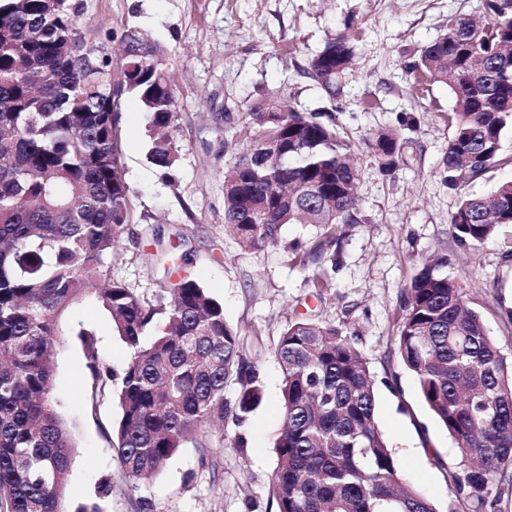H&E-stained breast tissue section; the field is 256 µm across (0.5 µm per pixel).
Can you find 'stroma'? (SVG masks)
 <instances>
[{
  "label": "stroma",
  "instance_id": "1",
  "mask_svg": "<svg viewBox=\"0 0 512 512\" xmlns=\"http://www.w3.org/2000/svg\"><path fill=\"white\" fill-rule=\"evenodd\" d=\"M78 33L99 55L120 60L122 38L138 30L166 52L177 101L173 137L178 158L161 169L149 159L148 118L122 96L114 114L129 222L104 257L112 278L142 301L158 304L183 278L197 280L238 328L264 392L243 423L199 436L178 450L153 479L129 488L120 475L113 428L115 397L88 405L93 383L80 334L94 333L98 359L120 388L128 361L109 315L86 301L67 315L65 344L53 381L75 448L64 512L97 505L101 512H276L270 480L282 428L281 371L275 354L284 327L305 319L335 326L367 361L375 381L376 422L402 462V475L445 512L454 497L447 474L459 459L455 441L424 402L401 364L397 322L412 279L432 259L457 281L490 336L512 361V224L482 245L459 243L448 219L461 195H487L512 179V131L501 162L454 188L443 158L452 134L446 86H415L410 67L451 20L486 17V0H69ZM345 35L354 64L328 97L308 75L326 42ZM265 98L290 100L335 124L353 149L359 206L336 230L333 286L313 279L317 258L292 262L293 246L320 235L288 224L277 243L243 249L224 230V171L245 142L248 107ZM397 131L402 151L383 171L369 145L380 129Z\"/></svg>",
  "mask_w": 512,
  "mask_h": 512
}]
</instances>
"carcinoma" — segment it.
<instances>
[{
	"mask_svg": "<svg viewBox=\"0 0 512 512\" xmlns=\"http://www.w3.org/2000/svg\"><path fill=\"white\" fill-rule=\"evenodd\" d=\"M489 21L448 23L412 67L414 83H441L453 99L443 159L459 187L500 161L512 125V0H486ZM121 80L107 95L112 60L77 52L76 11L60 0H0V509L63 512L74 443L52 392L65 313L91 299L111 316L128 350L118 393L116 448L136 487L158 474L204 428L242 422L263 400L255 367L224 307L182 278L171 300L142 303L101 265L128 223L116 98L148 115L151 162L173 165L176 97L166 58L138 31L124 35ZM348 38L329 40L308 75L335 96L352 64ZM256 135L224 176V219L245 249L277 242L286 224H315L307 251L322 258L336 226L358 206L351 145L321 114L273 101L248 107ZM371 148L385 170L402 148L381 130ZM449 224L461 243L481 245L512 224V180L489 196H461ZM95 377L90 399L109 393L97 369L94 333H81ZM396 347L421 396L454 439L447 512H482L495 481L512 473V363H507L463 289L426 267L408 288ZM276 356L283 430L270 493L278 512H439L401 482V461L375 420L367 362L336 328L287 325ZM239 385L234 400L229 383Z\"/></svg>",
	"mask_w": 512,
	"mask_h": 512,
	"instance_id": "cac0c4a2",
	"label": "carcinoma"
}]
</instances>
